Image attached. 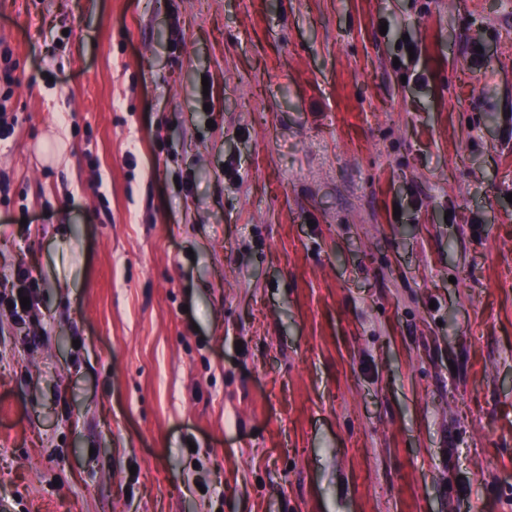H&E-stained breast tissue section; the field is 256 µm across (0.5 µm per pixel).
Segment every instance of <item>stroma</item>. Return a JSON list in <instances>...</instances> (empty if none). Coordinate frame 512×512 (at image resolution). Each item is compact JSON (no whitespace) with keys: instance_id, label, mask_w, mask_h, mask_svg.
Segmentation results:
<instances>
[{"instance_id":"obj_1","label":"stroma","mask_w":512,"mask_h":512,"mask_svg":"<svg viewBox=\"0 0 512 512\" xmlns=\"http://www.w3.org/2000/svg\"><path fill=\"white\" fill-rule=\"evenodd\" d=\"M0 512H512V0H0ZM18 277L24 283L23 291L21 296H27L30 300L29 310H26L20 304V296H18V291L16 294H12L10 297L2 298L0 297V306H5L12 313L13 316L20 322L24 321V316L28 317L30 313L33 311L36 305V289H37V280L33 275L24 268H20L18 271ZM8 303H11V306H8Z\"/></svg>"}]
</instances>
